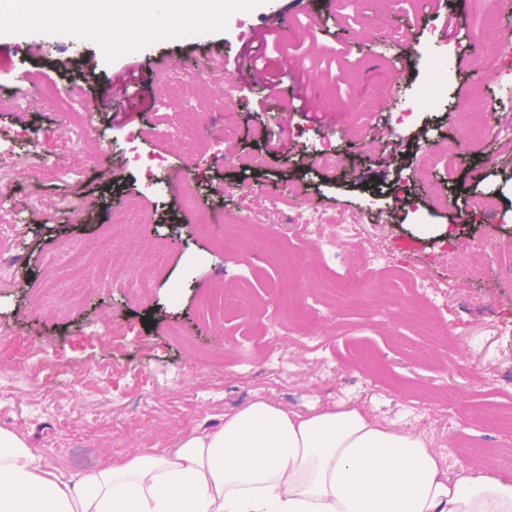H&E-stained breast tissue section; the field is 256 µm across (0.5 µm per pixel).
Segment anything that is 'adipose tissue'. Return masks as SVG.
<instances>
[{"label": "adipose tissue", "instance_id": "adipose-tissue-1", "mask_svg": "<svg viewBox=\"0 0 512 512\" xmlns=\"http://www.w3.org/2000/svg\"><path fill=\"white\" fill-rule=\"evenodd\" d=\"M33 15L51 26L66 15L94 19L89 36L107 43L115 24L142 12L0 0L12 25ZM0 512H512V479L451 467L425 434L357 404L303 413L258 398L176 448L69 477L44 470L35 449L0 428Z\"/></svg>", "mask_w": 512, "mask_h": 512}]
</instances>
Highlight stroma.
<instances>
[{
    "mask_svg": "<svg viewBox=\"0 0 512 512\" xmlns=\"http://www.w3.org/2000/svg\"><path fill=\"white\" fill-rule=\"evenodd\" d=\"M150 2L140 21L116 27L117 51L65 18L46 28L33 17L0 34V133L14 149L0 159V339L25 342L18 352L0 348V428L23 437L46 470L71 476L177 447L259 397L299 412L346 402L423 432L437 448L463 435L468 446L454 461L511 475L501 455L512 436L482 418L512 407V88L494 76L512 59L484 63L512 14L485 0H443L437 15L406 0H244L220 22L197 14L174 25L169 0ZM275 8L293 25L279 38L282 52L264 62L274 71L289 58L319 110L286 111L284 134L266 116L285 111L287 85L237 84L228 106L225 79L209 68L214 58L234 61ZM450 53L439 104L413 108ZM173 60L205 74L184 91L210 134L190 152L153 132L167 91L132 87L139 106L112 110L124 76ZM74 83L82 90L68 104L50 92ZM475 87L498 103L495 130L419 172L420 146L460 139L452 106ZM325 141L343 159L339 170L314 162ZM229 146L264 153L266 163L243 170ZM188 168L192 207L182 202ZM298 182L329 213L358 218L363 247L387 249L440 285L432 304L452 342L416 332L411 293L379 271H363L364 291L339 288L336 273L354 248L341 246L334 261L314 232L297 231L281 201ZM475 192L499 200L494 223L466 214ZM440 195L447 205H437ZM127 210L150 225L113 223ZM448 224L455 239L442 232ZM106 237L127 255V272H110L99 257ZM495 242L500 250L476 269L432 259L450 243ZM156 246L167 265L149 287H134ZM75 252L87 259L78 301L61 270ZM220 292L238 299V313L218 314ZM263 322L280 324L278 341L250 340ZM111 325L124 329L119 343L105 335ZM281 351L290 357L284 372L274 362Z\"/></svg>",
    "mask_w": 512,
    "mask_h": 512,
    "instance_id": "obj_1",
    "label": "stroma"
}]
</instances>
